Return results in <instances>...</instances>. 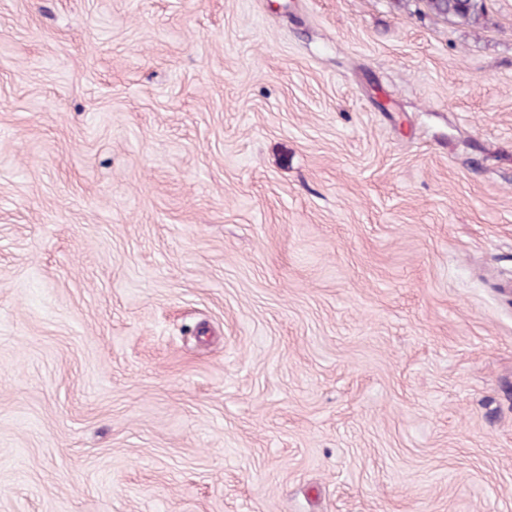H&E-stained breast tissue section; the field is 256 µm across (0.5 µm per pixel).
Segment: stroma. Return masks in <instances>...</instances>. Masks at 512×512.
<instances>
[{"instance_id": "35a3bbf8", "label": "stroma", "mask_w": 512, "mask_h": 512, "mask_svg": "<svg viewBox=\"0 0 512 512\" xmlns=\"http://www.w3.org/2000/svg\"><path fill=\"white\" fill-rule=\"evenodd\" d=\"M0 0V512H512V0ZM479 0H426L428 8L437 16L465 22H477L480 18Z\"/></svg>"}]
</instances>
